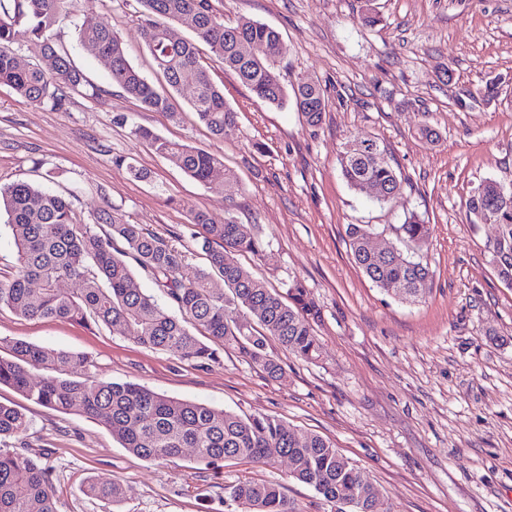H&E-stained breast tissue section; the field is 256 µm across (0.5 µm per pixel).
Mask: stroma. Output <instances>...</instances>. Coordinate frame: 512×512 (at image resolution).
Listing matches in <instances>:
<instances>
[{
  "mask_svg": "<svg viewBox=\"0 0 512 512\" xmlns=\"http://www.w3.org/2000/svg\"><path fill=\"white\" fill-rule=\"evenodd\" d=\"M232 23L246 17L277 29L287 52L284 85L318 81L329 98L319 126L292 106L256 100L214 57L205 65L237 113L228 139H213L190 109L189 92L172 96L180 119L144 109L113 86L105 60L85 54L75 26L86 0H69L55 29L89 84L60 109L36 106L0 85V182L32 180L64 195L84 223L109 209L166 236L202 263L188 210L215 220L232 212L258 225L270 245L240 263L286 291L301 280L319 310L317 360L268 350L285 369L271 379L233 349L205 367L150 350L106 327L24 319L0 309V352L24 340L85 352L95 370L185 400L240 415L278 417L299 434L330 438L375 480L391 512H512V287L489 262L490 224H471L467 200L485 180L512 183V0H213ZM137 0H100L99 21L121 34L146 76L153 63L138 29ZM373 9L375 27L360 15ZM500 78L490 101L480 85ZM430 123L437 142L421 139ZM171 140L222 153L243 191L203 187L148 143L131 124ZM374 136L402 177L395 201L351 188L340 157L357 137ZM126 158L117 166L116 158ZM144 171L134 178L129 166ZM431 226L420 256L432 273L425 302L409 304L375 287L356 267L346 227H374L378 243L399 245L408 214ZM0 401L31 421L27 441L60 495V512H102L84 496V478L116 480L117 512H232L227 484L254 478L282 484L299 512H336L309 486L290 480L287 463L215 467L184 456L154 464L131 453L85 416L60 413L1 386Z\"/></svg>",
  "mask_w": 512,
  "mask_h": 512,
  "instance_id": "35a3bbf8",
  "label": "stroma"
}]
</instances>
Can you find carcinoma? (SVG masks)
Here are the masks:
<instances>
[{"mask_svg": "<svg viewBox=\"0 0 512 512\" xmlns=\"http://www.w3.org/2000/svg\"><path fill=\"white\" fill-rule=\"evenodd\" d=\"M96 2L88 0V13L75 28L77 43L92 57L109 58L112 84L149 111L178 118L171 93L191 85V110L210 135L223 140L234 132L237 113L202 64L205 48L257 100L277 106L290 101L313 127L327 112L328 98L317 81L302 77L289 89L282 84L275 63L286 54V45L265 23L250 18L226 23L212 0H138V26L166 85L160 90L131 64L118 31L93 17ZM66 3L0 0V84L35 105L54 109L66 105L68 93L88 85L70 51L54 38ZM173 24L187 29L190 37L172 42L168 32ZM243 42L260 43L266 52L245 57L238 50ZM130 134L200 185L212 184L221 173L230 194L242 191L223 155L140 125L132 126ZM340 165L351 187L372 183L379 187L378 200L399 197L401 179L378 138L354 140ZM467 208L473 223L498 225V234L486 248L498 278L511 287L512 186L502 192L497 183H489L471 193ZM0 210L8 216L19 253L14 271L0 278V308L25 319L112 327L139 346L199 364L214 360L219 346L232 348L271 379L284 372L280 360L268 352L271 340L296 358L311 361L319 356L314 301L297 279L282 293L242 266L239 255L259 256L269 243L256 225L242 224L231 213L219 224L203 210L189 211L205 263L187 277L186 252L108 209L99 210L93 223H82L65 198L21 180L0 186ZM100 226L107 230L98 232ZM399 231L404 248L386 254L369 246L374 229L367 224L347 225L346 235L355 264L371 283L418 302L429 291L431 271L412 254L426 246L430 225L411 213ZM136 267L153 276L168 305L137 287ZM63 281L77 282L78 292L62 291ZM195 328L204 330L211 343L200 341ZM93 367L87 353L19 340L9 355L0 356V385L37 405L99 422L122 447L150 462H172L185 448L193 449L196 462L206 466L229 460L271 466L286 457L289 477L310 486L323 500L342 505L357 498L361 506L347 512H390L369 473L321 435L299 436L274 416H241L143 385L111 381ZM40 370L45 375L35 377ZM29 428L25 413L0 402V512H59L52 475L24 440ZM84 493L92 500L115 503L120 487L110 478H98L87 482ZM224 494L240 505V512H297L276 482L238 480L224 486Z\"/></svg>", "mask_w": 512, "mask_h": 512, "instance_id": "carcinoma-1", "label": "carcinoma"}]
</instances>
